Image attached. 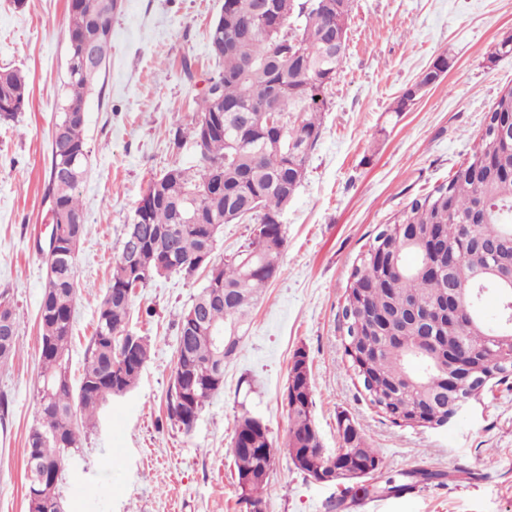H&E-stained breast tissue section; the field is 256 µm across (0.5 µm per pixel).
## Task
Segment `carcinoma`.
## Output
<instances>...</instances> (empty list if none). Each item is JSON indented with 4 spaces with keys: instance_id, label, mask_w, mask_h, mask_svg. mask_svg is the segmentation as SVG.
Listing matches in <instances>:
<instances>
[{
    "instance_id": "carcinoma-1",
    "label": "carcinoma",
    "mask_w": 512,
    "mask_h": 512,
    "mask_svg": "<svg viewBox=\"0 0 512 512\" xmlns=\"http://www.w3.org/2000/svg\"><path fill=\"white\" fill-rule=\"evenodd\" d=\"M258 0H224V11L235 16L228 27L224 16L207 33L211 55L223 67L209 78L197 116L188 131L178 127L173 144L181 147L189 136L194 140L196 164H175L149 182L144 195L155 202L141 217L126 225L121 250L131 235H137L142 260L138 274L130 271L120 256L98 308L95 333L86 349L79 384L69 376V345L72 309L77 292L76 250L85 229V216L79 201V187L87 174L89 150L85 139L88 95L106 73L112 45L111 0H68L67 99L55 124L60 138L52 140L45 199L53 223L57 224V253L53 275L45 283L39 309L40 360L43 374L36 387L40 408L38 422L30 429L26 459L38 458L43 465L44 482L26 479L27 512H64L59 488L65 460L81 450L80 429L91 425L97 411L118 392L131 391L152 353L146 336L126 334L132 297L154 278L176 273L187 280L204 277V284L192 307L197 319L185 311L178 323L177 359L166 393L169 421L184 434H190L198 416L214 395L224 387V358L236 354L242 333L262 288L281 274L285 247L283 224L277 222L288 207L306 170L309 155L321 135L319 113L326 104V92L343 63L346 46L330 48L322 31L335 24L348 28L352 0H339L340 9L327 14L322 0H272L282 24L271 34L257 19ZM90 43L101 67L84 69L82 47ZM430 73L405 89L396 111H403L430 85ZM26 77L16 69L0 68V121L17 118L29 105ZM512 116V88L501 91L487 116L477 144L448 181L426 195L413 199L373 238L353 268L346 289L344 317L347 337L344 353L350 368L360 375L363 366L394 390L387 402L369 391L370 402L397 423L419 411L422 426L432 422L428 410L448 415V396L438 388L439 373L429 358H419L405 347L392 349L386 339L391 328L380 324L373 336L382 348L355 359L350 350L358 324L381 314L401 319L418 335L432 333V327L416 322L408 312L415 301L427 303L454 288L470 293L459 299L454 318L461 334L448 337V347L464 357L499 336L506 328L512 289L487 273L494 248L504 247L512 255V155L499 153L492 130L503 114ZM220 116L222 124L206 129L204 120ZM276 116L281 129L268 127ZM247 221L254 225L249 241L240 249L212 262L209 269L197 267L203 254H213L217 235L226 224ZM439 235L445 244L441 273L433 277L422 272L428 238ZM462 238L471 239L462 256L454 252ZM386 251L400 258L411 253L413 264L400 263L384 269L383 275L396 282L385 287L371 267L373 254ZM261 269L246 275L250 266ZM495 295L497 311L490 324L483 314V296ZM221 330L224 346L218 348L205 329ZM237 335H232V331ZM20 345L15 311L0 314V362L13 357ZM285 401L291 420L289 439L278 449L268 430L250 425L252 417L243 414L235 434L243 435L232 454L237 475L249 478L241 489L243 502L264 501V486L276 453L283 451L304 471L300 455L311 450L323 464L343 457L338 448L329 452L319 437L310 434L315 425L309 370L292 366ZM361 468L374 473L384 467L378 450L366 440L356 445Z\"/></svg>"
}]
</instances>
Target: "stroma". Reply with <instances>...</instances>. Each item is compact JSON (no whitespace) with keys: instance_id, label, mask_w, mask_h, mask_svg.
Wrapping results in <instances>:
<instances>
[{"instance_id":"35a3bbf8","label":"stroma","mask_w":512,"mask_h":512,"mask_svg":"<svg viewBox=\"0 0 512 512\" xmlns=\"http://www.w3.org/2000/svg\"><path fill=\"white\" fill-rule=\"evenodd\" d=\"M224 0H123L101 93L87 102L89 165L79 197L81 287L73 314L72 370L96 328L99 303L126 224L149 180L180 161L176 127H190L218 64L207 31ZM67 0H0V67L26 74L30 103L0 122V290L14 297L21 345L0 363V512H27L26 440L39 419L34 389L39 306L46 280L36 240L48 239L44 199L52 134L65 100ZM512 37V0H354L348 47L326 94L320 139L281 221L282 273L263 289L224 387L191 434L171 425L166 392L177 322L201 281L170 274L137 291L128 331L153 350L134 389L108 400L66 466L67 512H246L231 443L237 420L260 418L276 446L289 437L283 400L296 351L307 355L314 421L328 450L336 418L352 417L385 466L369 477L406 484L398 496H363L351 481L318 483L278 456L267 512H512V379L488 384L448 425L406 428L374 407L344 356L345 291L356 258L413 198L448 180L469 156L497 94L512 87V58L488 54ZM448 70L414 104L396 102L440 57ZM419 470L431 480L416 478Z\"/></svg>"}]
</instances>
